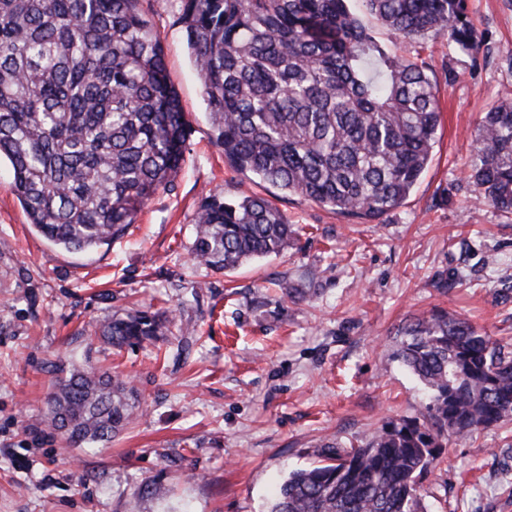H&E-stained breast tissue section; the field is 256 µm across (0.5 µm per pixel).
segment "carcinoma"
<instances>
[{
  "instance_id": "1",
  "label": "carcinoma",
  "mask_w": 512,
  "mask_h": 512,
  "mask_svg": "<svg viewBox=\"0 0 512 512\" xmlns=\"http://www.w3.org/2000/svg\"><path fill=\"white\" fill-rule=\"evenodd\" d=\"M350 0H182L191 62L231 166L365 221L400 206L440 125L429 66L387 52ZM395 38L469 52L466 0H362ZM139 0H0V156L30 223L68 252L122 237L181 169L188 121ZM470 179L512 214V101L482 117ZM294 227L268 200L207 198L193 261L230 272L278 255ZM170 333L146 311L101 327L112 345ZM395 358L431 393L358 444L327 442L267 512H424L420 485L448 442L512 421V343L443 311L401 327ZM132 389L91 367L50 394L45 425L92 449L131 420Z\"/></svg>"
}]
</instances>
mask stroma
<instances>
[{
	"mask_svg": "<svg viewBox=\"0 0 512 512\" xmlns=\"http://www.w3.org/2000/svg\"><path fill=\"white\" fill-rule=\"evenodd\" d=\"M431 66L441 125L409 197L366 223L251 179L212 136L179 21L181 0H140L191 125L184 163L111 245L70 253L30 224L0 162V512H266L317 445L359 443L430 394L393 353L415 317L447 310L512 340V214L468 174L473 134L512 99V0H467L481 39L394 40ZM252 192L293 224L287 253L222 274L189 257L205 198ZM296 287L286 296L284 285ZM159 313L171 335L113 348L103 323ZM76 366L131 381L134 423L103 447H69L43 423ZM426 512H512V422L444 448L420 489Z\"/></svg>",
	"mask_w": 512,
	"mask_h": 512,
	"instance_id": "stroma-1",
	"label": "stroma"
}]
</instances>
